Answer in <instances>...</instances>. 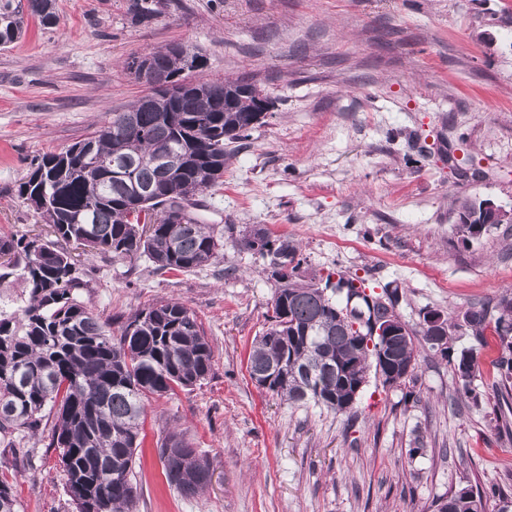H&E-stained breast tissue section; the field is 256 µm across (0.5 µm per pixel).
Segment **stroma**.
<instances>
[{
	"label": "stroma",
	"mask_w": 512,
	"mask_h": 512,
	"mask_svg": "<svg viewBox=\"0 0 512 512\" xmlns=\"http://www.w3.org/2000/svg\"><path fill=\"white\" fill-rule=\"evenodd\" d=\"M131 0H56L0 50V235L46 234L17 194L31 162L87 137L147 92L126 68L168 43L206 58L193 80L248 77L273 103L228 144L222 186L194 213L224 238L212 265L178 274L97 254L80 299L123 317L162 299L194 310L213 351L201 384L152 398L135 455L139 512H433L473 483L486 512H512V410L499 400L494 332L458 330L478 356L464 397L448 360L417 346V379H371L351 412L295 407L251 380L275 282L240 244L254 225L298 244L303 279L341 273L397 290L413 331L512 290V224L461 241L457 200L512 212V0H169L149 21ZM50 420L17 453L0 442L23 512H75L48 446ZM184 433L210 464L195 497L169 487L158 456ZM423 437L426 452L408 450Z\"/></svg>",
	"instance_id": "stroma-1"
}]
</instances>
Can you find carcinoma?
Listing matches in <instances>:
<instances>
[{
  "instance_id": "1",
  "label": "carcinoma",
  "mask_w": 512,
  "mask_h": 512,
  "mask_svg": "<svg viewBox=\"0 0 512 512\" xmlns=\"http://www.w3.org/2000/svg\"><path fill=\"white\" fill-rule=\"evenodd\" d=\"M0 0V48L21 39L26 17L45 26L57 20L54 0ZM173 43L145 55L150 66L183 86L171 96L154 88L126 112L112 114L90 136L32 164L18 195L39 213L52 238L0 236V288L18 286L12 305L0 308V438L35 431L42 411L56 409L48 447L59 451L66 489L77 512H137L133 464L140 446L145 401L174 395L206 379L213 355L196 313L181 302L159 301L138 310L112 331L78 299L88 287L80 277L76 244L83 254H110L135 261L146 257L158 271L182 273L215 263L224 240L190 211L194 198L224 184L229 155L225 142L247 137L252 97L263 93L249 79L193 82V65ZM181 196L175 204L168 191ZM455 229L463 241L501 220H491L482 202L464 200L455 209ZM266 228L245 230L242 245L255 253ZM276 252L288 270L269 268L278 283L270 326L255 339L248 358L250 378H272L268 392L291 405L310 402L345 413L355 378L379 373L389 385V370L406 369L415 379L414 333L388 340L373 337L369 323L395 312L397 291L366 293L355 279L326 278L320 285L299 279L301 260L290 241ZM355 298L345 315L336 308ZM500 356L501 384L512 391V292L492 307L473 306L462 323L448 321V349L441 355L472 400L478 369L471 350L455 352L453 331L484 335L490 317ZM159 456L169 486L193 497L208 484L210 468L184 434L160 443ZM484 493L469 484L434 503L435 512H485ZM9 483L0 480V512H20Z\"/></svg>"
}]
</instances>
